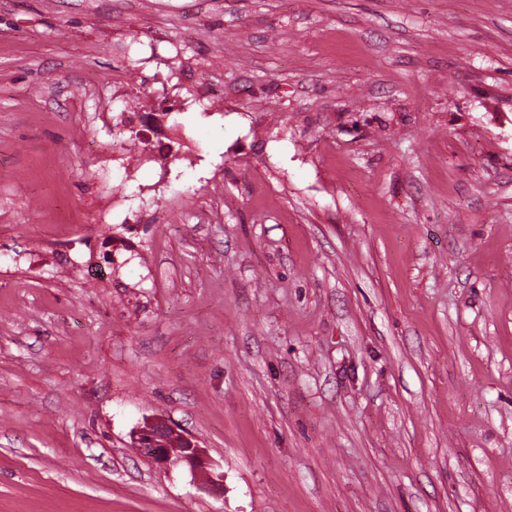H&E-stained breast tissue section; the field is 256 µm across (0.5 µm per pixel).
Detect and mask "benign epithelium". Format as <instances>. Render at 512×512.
<instances>
[{
	"mask_svg": "<svg viewBox=\"0 0 512 512\" xmlns=\"http://www.w3.org/2000/svg\"><path fill=\"white\" fill-rule=\"evenodd\" d=\"M136 444L143 455L159 464L185 463L196 470L209 468L204 450L164 421L147 423L138 431Z\"/></svg>",
	"mask_w": 512,
	"mask_h": 512,
	"instance_id": "benign-epithelium-1",
	"label": "benign epithelium"
}]
</instances>
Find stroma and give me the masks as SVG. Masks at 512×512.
Instances as JSON below:
<instances>
[{"instance_id": "stroma-1", "label": "stroma", "mask_w": 512, "mask_h": 512, "mask_svg": "<svg viewBox=\"0 0 512 512\" xmlns=\"http://www.w3.org/2000/svg\"><path fill=\"white\" fill-rule=\"evenodd\" d=\"M509 258L512 0H0V512H512ZM124 111L120 112V119H117L115 122L112 117V131L114 124L118 128L119 136L123 130L128 129L132 133H147L151 135V139L155 138L157 143H160L162 140L172 141L180 139L184 134L179 124L170 123L165 120L163 115L168 112H148L147 109H139L138 105L133 107L131 105V97ZM135 128H139V130L136 131ZM136 444L143 455L159 464L185 463L196 470H207L210 465L195 441L177 433L164 421L147 423L138 431Z\"/></svg>"}]
</instances>
